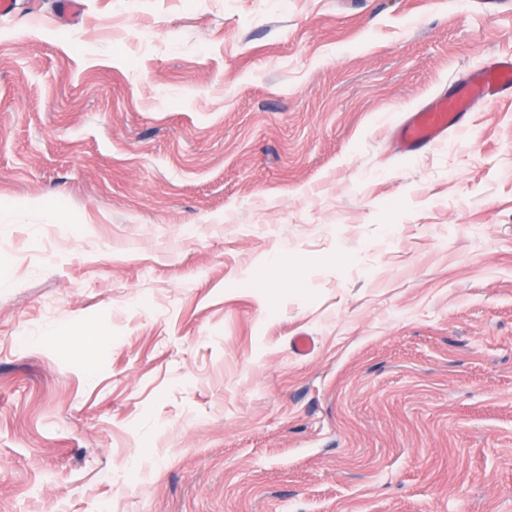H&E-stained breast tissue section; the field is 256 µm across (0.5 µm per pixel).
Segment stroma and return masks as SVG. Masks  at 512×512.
<instances>
[{
	"instance_id": "35a3bbf8",
	"label": "stroma",
	"mask_w": 512,
	"mask_h": 512,
	"mask_svg": "<svg viewBox=\"0 0 512 512\" xmlns=\"http://www.w3.org/2000/svg\"><path fill=\"white\" fill-rule=\"evenodd\" d=\"M511 54L512 0H17L0 512H512V99L384 123ZM508 93H512L511 56L497 58L474 72L465 93L437 97L417 112L409 113L402 123L391 125V132L404 150L415 157L425 149L445 144L448 130H467V118L475 104L491 103Z\"/></svg>"
}]
</instances>
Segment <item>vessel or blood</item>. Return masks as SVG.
Wrapping results in <instances>:
<instances>
[{
    "label": "vessel or blood",
    "instance_id": "vessel-or-blood-1",
    "mask_svg": "<svg viewBox=\"0 0 512 512\" xmlns=\"http://www.w3.org/2000/svg\"><path fill=\"white\" fill-rule=\"evenodd\" d=\"M512 93V57H500L474 72L463 94L443 95L393 125L392 133L412 156L445 144L449 130H466L475 104L490 103Z\"/></svg>",
    "mask_w": 512,
    "mask_h": 512
}]
</instances>
